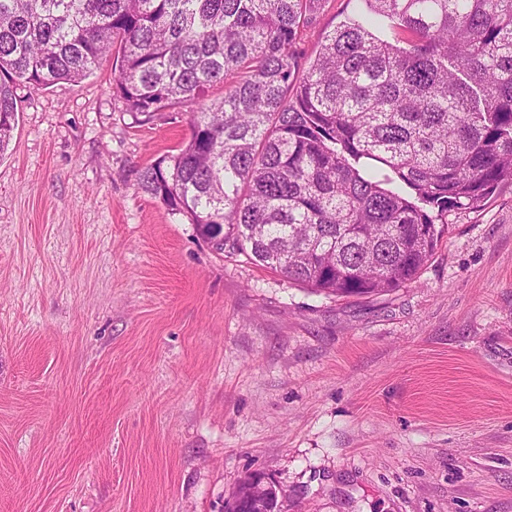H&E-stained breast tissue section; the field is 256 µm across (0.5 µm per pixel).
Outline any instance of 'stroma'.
Segmentation results:
<instances>
[{"instance_id":"35a3bbf8","label":"stroma","mask_w":512,"mask_h":512,"mask_svg":"<svg viewBox=\"0 0 512 512\" xmlns=\"http://www.w3.org/2000/svg\"><path fill=\"white\" fill-rule=\"evenodd\" d=\"M324 0L304 31L357 17ZM0 157V512H512V186L449 213L415 282L338 298L220 252L143 192L186 105L104 61L16 89ZM274 483V484H273ZM274 485V486H273ZM275 490L281 498L286 497L285 490L273 481L262 471H253L250 480L245 484L242 491H238L237 495L230 499V509L234 511L226 512H267L268 493L270 489Z\"/></svg>"}]
</instances>
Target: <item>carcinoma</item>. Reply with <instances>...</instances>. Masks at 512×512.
Listing matches in <instances>:
<instances>
[{
    "instance_id": "carcinoma-1",
    "label": "carcinoma",
    "mask_w": 512,
    "mask_h": 512,
    "mask_svg": "<svg viewBox=\"0 0 512 512\" xmlns=\"http://www.w3.org/2000/svg\"><path fill=\"white\" fill-rule=\"evenodd\" d=\"M321 2L0 0V155L21 84L79 83L110 57L116 92L148 115L223 83L141 188L314 292L411 282L436 221L512 182V0H361L393 39L350 19L302 71Z\"/></svg>"
}]
</instances>
